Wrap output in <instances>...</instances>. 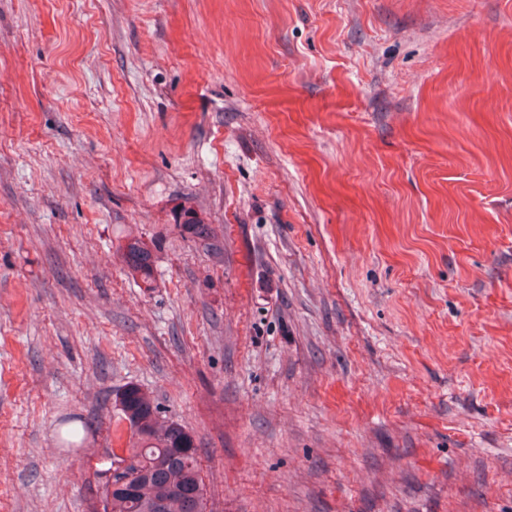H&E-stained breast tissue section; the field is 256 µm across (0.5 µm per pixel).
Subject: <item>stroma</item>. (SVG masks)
<instances>
[{
    "instance_id": "1",
    "label": "stroma",
    "mask_w": 512,
    "mask_h": 512,
    "mask_svg": "<svg viewBox=\"0 0 512 512\" xmlns=\"http://www.w3.org/2000/svg\"><path fill=\"white\" fill-rule=\"evenodd\" d=\"M129 385L207 512H512V0H0V512ZM183 215L185 218L182 224H178L183 234L198 241L207 251H221L220 241L209 224H204L193 210H185ZM127 267L140 277L145 288H153L154 255L149 246L140 239H130L120 247Z\"/></svg>"
}]
</instances>
